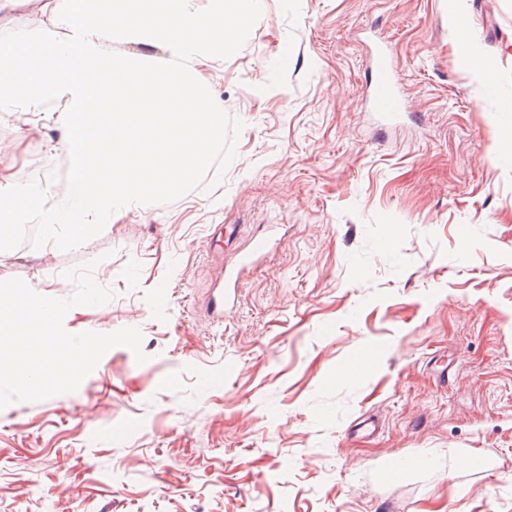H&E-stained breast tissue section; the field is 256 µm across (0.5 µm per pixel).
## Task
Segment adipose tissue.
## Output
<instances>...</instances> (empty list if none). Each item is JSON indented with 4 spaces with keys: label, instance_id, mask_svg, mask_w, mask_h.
I'll return each mask as SVG.
<instances>
[{
    "label": "adipose tissue",
    "instance_id": "obj_1",
    "mask_svg": "<svg viewBox=\"0 0 512 512\" xmlns=\"http://www.w3.org/2000/svg\"><path fill=\"white\" fill-rule=\"evenodd\" d=\"M19 6L45 23L0 43V112L22 131L54 123L73 151L67 189L42 213L46 240L66 247L125 203L181 193L224 137L202 70L252 20L253 0H0ZM118 38L135 52L115 54Z\"/></svg>",
    "mask_w": 512,
    "mask_h": 512
}]
</instances>
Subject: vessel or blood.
Wrapping results in <instances>:
<instances>
[{
    "mask_svg": "<svg viewBox=\"0 0 512 512\" xmlns=\"http://www.w3.org/2000/svg\"><path fill=\"white\" fill-rule=\"evenodd\" d=\"M371 91L369 105L376 119L385 125L402 120L406 111V100L401 90L398 74L393 66L385 42L374 45L370 56ZM271 248V240L259 237L251 240L247 252L241 259L224 269V290L214 299L208 312L213 318H220L225 307L234 302L241 275L255 259L265 256Z\"/></svg>",
    "mask_w": 512,
    "mask_h": 512,
    "instance_id": "b4317fda",
    "label": "vessel or blood"
}]
</instances>
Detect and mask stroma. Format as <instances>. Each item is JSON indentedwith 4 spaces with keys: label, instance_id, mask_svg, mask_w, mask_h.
Returning <instances> with one entry per match:
<instances>
[{
    "label": "stroma",
    "instance_id": "stroma-1",
    "mask_svg": "<svg viewBox=\"0 0 512 512\" xmlns=\"http://www.w3.org/2000/svg\"><path fill=\"white\" fill-rule=\"evenodd\" d=\"M257 0L205 68L222 156L180 194L0 281L113 291L68 332L135 327L71 393L0 410V512H512V0ZM409 115L379 134L368 55ZM490 77L467 65L468 48ZM0 166L50 203L70 149L0 112ZM276 227L221 322L223 262ZM380 422L369 434L362 416Z\"/></svg>",
    "mask_w": 512,
    "mask_h": 512
}]
</instances>
